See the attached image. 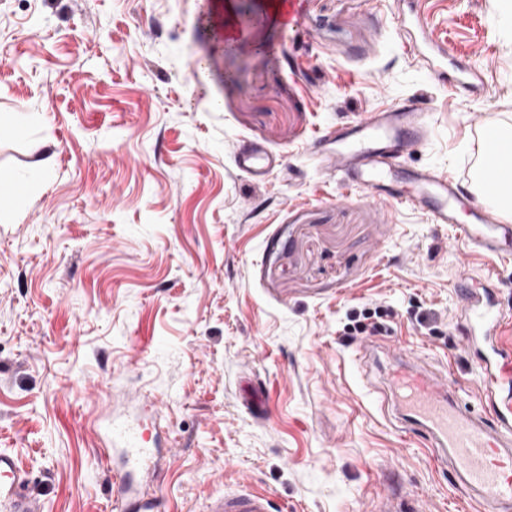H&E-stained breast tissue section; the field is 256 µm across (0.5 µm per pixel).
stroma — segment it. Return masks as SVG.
Here are the masks:
<instances>
[{
    "mask_svg": "<svg viewBox=\"0 0 512 512\" xmlns=\"http://www.w3.org/2000/svg\"><path fill=\"white\" fill-rule=\"evenodd\" d=\"M252 0H0V172L34 165L19 220L0 222V448L45 512H107L100 414L157 423L161 512L268 491L274 512H481L426 441L378 408L392 342L482 410V375L453 321L456 265L512 311V259L452 226L327 178L306 148L326 127L417 104L431 135L401 166L473 171L472 118L512 127V13L424 0L423 19L485 94L453 96L398 36L394 0H301L300 25ZM234 81H225V73ZM283 162L256 183L241 142ZM260 387L262 414L244 403Z\"/></svg>",
    "mask_w": 512,
    "mask_h": 512,
    "instance_id": "1",
    "label": "stroma"
}]
</instances>
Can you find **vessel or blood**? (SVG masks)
<instances>
[{"mask_svg":"<svg viewBox=\"0 0 512 512\" xmlns=\"http://www.w3.org/2000/svg\"><path fill=\"white\" fill-rule=\"evenodd\" d=\"M413 30L405 44L425 56L437 73H451L456 90L475 96L484 91L480 70L468 62L449 61L433 29L421 19L416 0H408ZM429 136L424 113L414 107L367 112L355 121L320 136L308 148L325 174L352 188L379 195L401 174L399 160ZM497 129L483 131L474 189L465 193L460 182L431 169H414L407 177L414 190L398 195L406 206L423 208L430 223L450 224L474 253L489 258L512 255V223L500 210L512 203V150L501 144ZM238 168L257 182L281 168L279 157L261 145L247 143L236 153ZM467 265L456 274L457 323L463 340L479 356L483 374L482 401L487 419H476L458 404L446 377L395 354L384 368L381 402L391 403L402 431L421 434L448 467L454 482L485 512H512V312L502 309L492 294H473ZM113 440L125 448L127 472H116L112 483L120 491L112 512H158L157 498L126 497L133 472L144 471L154 455L148 439L135 427L113 429ZM30 475L14 452L0 449V512H43L29 490ZM206 512H273L269 494L246 489L212 498Z\"/></svg>","mask_w":512,"mask_h":512,"instance_id":"obj_1","label":"vessel or blood"}]
</instances>
